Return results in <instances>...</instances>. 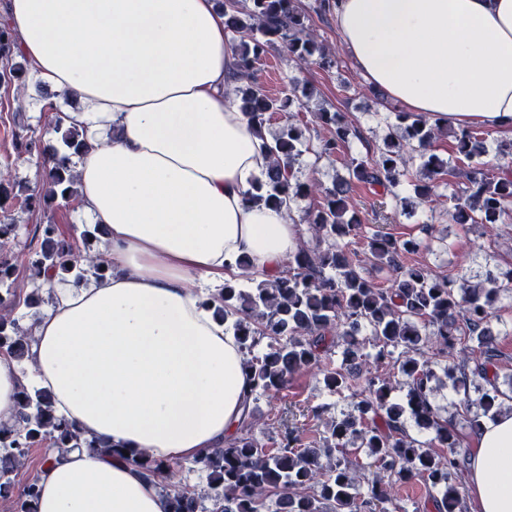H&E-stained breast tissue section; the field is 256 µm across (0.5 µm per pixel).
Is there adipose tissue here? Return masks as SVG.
Segmentation results:
<instances>
[{
  "label": "adipose tissue",
  "instance_id": "ef3b65f1",
  "mask_svg": "<svg viewBox=\"0 0 512 512\" xmlns=\"http://www.w3.org/2000/svg\"><path fill=\"white\" fill-rule=\"evenodd\" d=\"M22 56L83 131L76 208L107 229L110 275L53 283L34 319L37 386L84 437L48 452L38 512H169L132 457L192 458L233 437L251 396L208 300L238 274L276 276L300 244L288 207L250 203L266 140L233 103L235 46L214 0H7ZM357 68L390 100L512 134V0H334ZM475 512H512V411L474 437Z\"/></svg>",
  "mask_w": 512,
  "mask_h": 512
}]
</instances>
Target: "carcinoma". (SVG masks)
<instances>
[{"label": "carcinoma", "instance_id": "cac0c4a2", "mask_svg": "<svg viewBox=\"0 0 512 512\" xmlns=\"http://www.w3.org/2000/svg\"><path fill=\"white\" fill-rule=\"evenodd\" d=\"M225 28L238 39V72L234 99L257 128L280 113L285 124L269 145L272 164L257 180L249 201L278 206L287 200L319 194L322 201L306 214L308 232L316 246L300 244L288 258V271L275 277L247 270L243 281L228 280L215 296L216 314L237 337L243 368L251 383L252 400L288 388L292 376L312 366L319 368L324 387L335 395L352 392L355 413L325 423L323 446L305 444L288 430L273 447L253 433V408H245L239 435L227 446L206 450L193 464L208 472L211 512H265L284 503L288 512H398L392 488L398 483L424 481L431 489L437 512H466V493L461 475L464 456L458 452L457 433L441 419L435 395L443 371L455 392L482 381L476 412L469 419L478 431L482 421L498 415L506 396L493 371L496 347L486 328L495 317V306L504 293H512V269L487 270L452 278L430 275L425 269L404 264L403 258L426 243L374 231L353 210L351 193L358 187L389 191L405 182L413 198L432 202L439 197L437 176L457 179L448 218L454 224H512V167L488 166L490 149L498 156L512 157V141L488 144L480 131L467 126L452 129L410 112L395 113L377 154L351 157L344 162L347 176L322 187L315 178L300 181L294 166L310 150L307 127L292 121L290 96H269L255 80L254 65L269 48L280 46L300 67H332L330 54L320 36L308 26V13L299 0H222ZM20 56L17 38L8 20L0 23V84L24 88L27 63ZM315 123L332 129V137L315 151L317 159L341 158L353 134V125L339 112L320 108ZM61 133V147L47 151L43 139L49 130ZM451 135L458 164L434 151V144ZM17 146L27 155L51 164L37 190L29 195L34 204L65 205L75 196L72 157L85 146L75 127L62 128L60 117L48 125L23 124L12 129ZM418 161L410 171L405 158ZM411 198V199H413ZM411 199L402 200L404 208ZM361 238L375 265L388 271L389 285L379 288L358 271L353 240ZM99 254L75 252L72 244L50 222L41 226V243L31 252L29 267L35 279L48 283L79 282L93 274H105ZM268 339L267 350L256 347ZM34 337L15 318L0 315V351L16 362L28 357ZM375 354L366 352V345ZM343 347V361L354 368L389 362L407 388L405 401L392 398L391 378L352 373L337 367L333 349ZM411 414L417 426L434 434L433 440L448 449L441 456L425 443L409 436L403 419ZM50 441L61 456L75 448H98L121 454L111 445H96L65 419L56 415L45 391L21 386L10 424H0V497L10 495L12 474L22 464L29 448ZM365 448L376 468L373 478L361 481L357 469L344 458L347 447ZM134 464L148 477L173 474L175 463L164 462L143 451ZM170 512H198L197 498L184 491L169 493ZM40 488L29 483L15 501L14 512H37Z\"/></svg>", "mask_w": 512, "mask_h": 512}]
</instances>
